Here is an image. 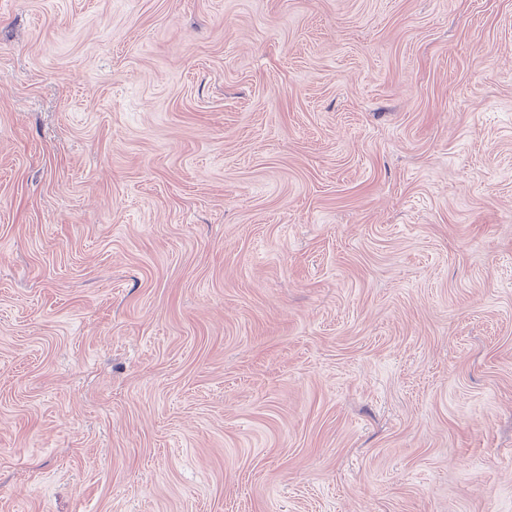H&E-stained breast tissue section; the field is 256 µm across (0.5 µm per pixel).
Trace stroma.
Returning a JSON list of instances; mask_svg holds the SVG:
<instances>
[{"label": "stroma", "mask_w": 512, "mask_h": 512, "mask_svg": "<svg viewBox=\"0 0 512 512\" xmlns=\"http://www.w3.org/2000/svg\"><path fill=\"white\" fill-rule=\"evenodd\" d=\"M0 512H512V0H0Z\"/></svg>", "instance_id": "obj_1"}]
</instances>
